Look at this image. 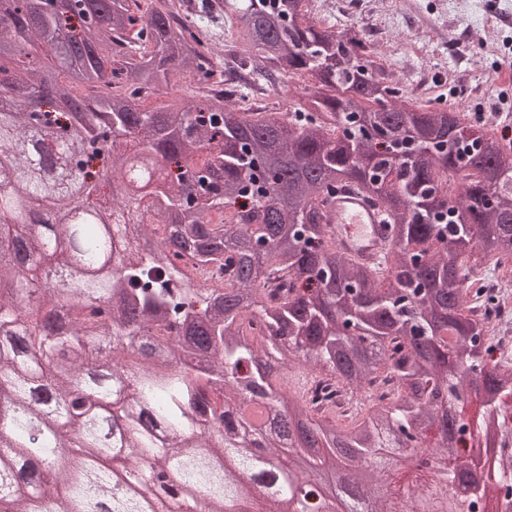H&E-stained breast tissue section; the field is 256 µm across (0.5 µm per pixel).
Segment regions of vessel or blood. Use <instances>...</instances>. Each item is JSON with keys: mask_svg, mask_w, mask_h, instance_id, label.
Listing matches in <instances>:
<instances>
[{"mask_svg": "<svg viewBox=\"0 0 512 512\" xmlns=\"http://www.w3.org/2000/svg\"><path fill=\"white\" fill-rule=\"evenodd\" d=\"M339 250L361 263H378L388 245V208L356 184L337 189L323 209Z\"/></svg>", "mask_w": 512, "mask_h": 512, "instance_id": "obj_1", "label": "vessel or blood"}]
</instances>
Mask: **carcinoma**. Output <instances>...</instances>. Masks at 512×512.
Returning a JSON list of instances; mask_svg holds the SVG:
<instances>
[{"mask_svg":"<svg viewBox=\"0 0 512 512\" xmlns=\"http://www.w3.org/2000/svg\"><path fill=\"white\" fill-rule=\"evenodd\" d=\"M28 2L0 0V94L22 100L0 112V512H228L253 496L241 474L288 443L250 436L277 407L323 452L288 455L264 512H321L332 459L380 493L483 467L468 445L494 440L471 498L512 495V357L472 306L494 301L474 272L512 267V144L407 99L361 31L306 0H200V18H232L217 59L176 0ZM293 76L289 112L231 102ZM187 84L191 100L144 107ZM110 142L158 179L125 189L131 158ZM352 182L392 216L372 266L321 214ZM29 269L54 282L33 288ZM296 366L395 387L340 419L291 393Z\"/></svg>","mask_w":512,"mask_h":512,"instance_id":"cac0c4a2","label":"carcinoma"}]
</instances>
